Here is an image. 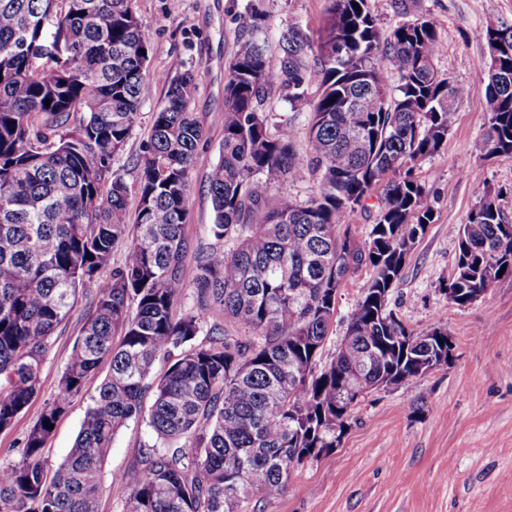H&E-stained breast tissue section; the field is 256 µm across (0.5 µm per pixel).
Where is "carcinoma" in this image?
Segmentation results:
<instances>
[{
  "instance_id": "carcinoma-1",
  "label": "carcinoma",
  "mask_w": 512,
  "mask_h": 512,
  "mask_svg": "<svg viewBox=\"0 0 512 512\" xmlns=\"http://www.w3.org/2000/svg\"><path fill=\"white\" fill-rule=\"evenodd\" d=\"M482 36L501 40L486 61V145L512 158V24L492 17ZM238 42L208 174L211 241L195 244L184 235L189 174L207 138L190 108L192 72L147 74L151 46L133 0H0V431L38 394L79 288L92 290L56 395L19 463L0 468V512H98L113 438L133 418L157 443L112 479L124 512H245L340 443L351 380L398 386L436 355L438 344L389 307L434 217L413 171L441 149L472 93L439 75L436 25L421 16L383 31L366 0H328L314 40L290 28L273 53L254 13ZM311 74L318 97L301 150L294 117L265 103L284 90L296 111ZM150 81L166 87V105L130 159V187L112 161ZM302 170L319 185L306 200L272 190ZM499 196L485 189L456 230L448 287L459 305L512 276ZM372 207L375 223L358 239L350 217ZM119 248L124 261L103 276ZM367 267L351 341L316 373L338 291ZM190 284L196 297L184 308ZM161 356L169 365L156 374ZM105 363L73 448L47 475L45 424Z\"/></svg>"
}]
</instances>
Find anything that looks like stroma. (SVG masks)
Listing matches in <instances>:
<instances>
[{"label":"stroma","mask_w":512,"mask_h":512,"mask_svg":"<svg viewBox=\"0 0 512 512\" xmlns=\"http://www.w3.org/2000/svg\"><path fill=\"white\" fill-rule=\"evenodd\" d=\"M407 5L400 14L394 0H368L386 31L431 18L445 46L436 61L439 73L473 89L459 103L441 149L414 171L429 192L434 220L390 295L391 307L414 332L447 330L452 358L426 375L368 394L352 411L340 444L293 471L282 495L260 502L261 512H512V277L465 306L444 291L457 251L452 229L467 223L484 188L499 190L498 204L512 219V159L489 154L484 145L487 47L480 36L490 17L512 22V0H407ZM254 7L270 35L291 27L309 34L320 26L327 0H135L151 45L149 72L188 70L195 77L191 110L205 128L208 146L190 175L184 234L194 242L210 238L214 213L207 174L224 136V78ZM164 100L163 86L149 85L133 134L113 161L127 183L137 177L128 161L139 153ZM371 277V269H362L340 288L326 355L335 352ZM88 299L79 293L51 339L37 396L10 430L0 432V467L19 461L25 433L54 397ZM101 381L98 374L89 378L84 396L57 419L44 449L48 468L68 456L88 397ZM154 441L140 419L115 435L103 467L99 512H123L122 492L111 488L112 476L129 470Z\"/></svg>","instance_id":"obj_1"}]
</instances>
